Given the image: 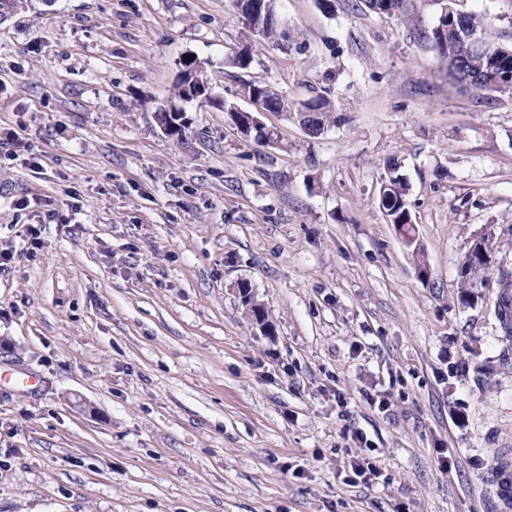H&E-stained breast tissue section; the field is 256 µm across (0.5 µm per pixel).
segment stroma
Masks as SVG:
<instances>
[{
	"instance_id": "1",
	"label": "stroma",
	"mask_w": 512,
	"mask_h": 512,
	"mask_svg": "<svg viewBox=\"0 0 512 512\" xmlns=\"http://www.w3.org/2000/svg\"><path fill=\"white\" fill-rule=\"evenodd\" d=\"M17 2L0 18V130L24 146L0 153V512H499L512 340L499 288L465 305L457 284L487 225L512 272V94L449 82L431 33L450 9L512 47V0H278L275 46L236 0ZM245 46L250 68L227 65ZM192 56L211 90L184 103L183 145L155 114ZM250 80L288 100L262 116L281 148L231 119ZM318 95L313 136L295 114ZM391 159L426 281L378 205ZM356 430L369 485L345 481Z\"/></svg>"
}]
</instances>
